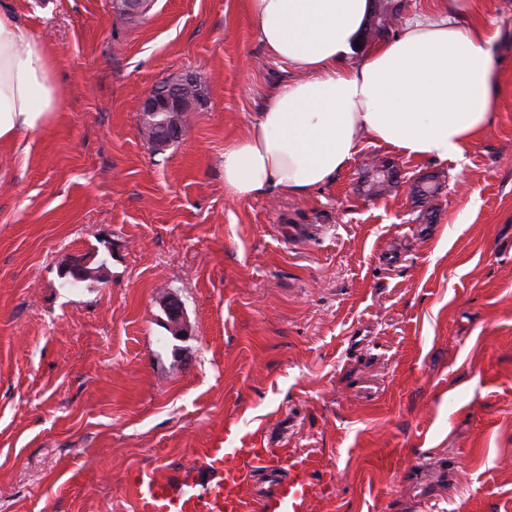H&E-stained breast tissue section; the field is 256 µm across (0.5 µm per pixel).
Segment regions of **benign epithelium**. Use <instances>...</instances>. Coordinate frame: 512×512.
I'll return each instance as SVG.
<instances>
[{
    "label": "benign epithelium",
    "mask_w": 512,
    "mask_h": 512,
    "mask_svg": "<svg viewBox=\"0 0 512 512\" xmlns=\"http://www.w3.org/2000/svg\"><path fill=\"white\" fill-rule=\"evenodd\" d=\"M198 80L191 76L183 83L170 84L162 89L151 91L144 99L141 112L145 117L148 135L157 148L184 135L181 117L192 112L199 104ZM170 332L178 336L186 332L187 317L181 300L168 294L162 301Z\"/></svg>",
    "instance_id": "1"
}]
</instances>
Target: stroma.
Instances as JSON below:
<instances>
[{
  "label": "stroma",
  "mask_w": 512,
  "mask_h": 512,
  "mask_svg": "<svg viewBox=\"0 0 512 512\" xmlns=\"http://www.w3.org/2000/svg\"><path fill=\"white\" fill-rule=\"evenodd\" d=\"M464 8L499 32L502 95L462 158L365 139L305 196L238 199L224 149L297 75L245 0H0L60 93L0 145V512H136L131 473L226 442L313 454L314 512H512V0ZM187 73L203 99L154 150L142 101ZM81 258L103 274L65 284ZM162 305L167 316L168 328L175 336L186 332L187 317L181 300L174 294H168L162 301Z\"/></svg>",
  "instance_id": "stroma-1"
}]
</instances>
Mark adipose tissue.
<instances>
[{"mask_svg":"<svg viewBox=\"0 0 512 512\" xmlns=\"http://www.w3.org/2000/svg\"><path fill=\"white\" fill-rule=\"evenodd\" d=\"M272 59L301 76L274 86L247 135L224 149V190L303 196L332 181L360 135L410 160L461 158L497 116L500 73L489 24L456 22L460 0L355 57L371 0H246ZM59 110L44 41L0 13V144Z\"/></svg>","mask_w":512,"mask_h":512,"instance_id":"ef3b65f1","label":"adipose tissue"}]
</instances>
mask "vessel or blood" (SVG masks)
Here are the masks:
<instances>
[{"label":"vessel or blood","instance_id":"b4317fda","mask_svg":"<svg viewBox=\"0 0 512 512\" xmlns=\"http://www.w3.org/2000/svg\"><path fill=\"white\" fill-rule=\"evenodd\" d=\"M328 483L310 455L256 446L201 449L176 482L129 481L137 512H313Z\"/></svg>","mask_w":512,"mask_h":512}]
</instances>
